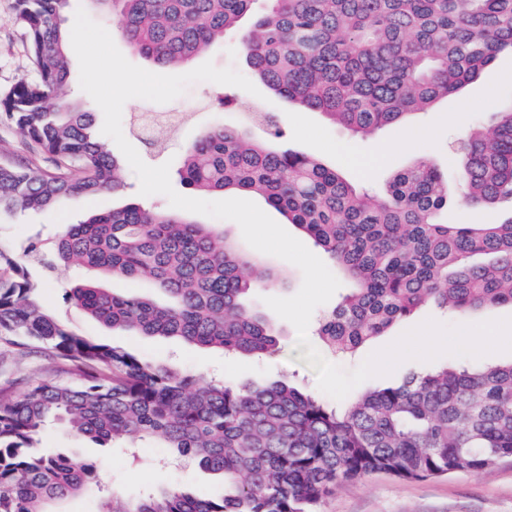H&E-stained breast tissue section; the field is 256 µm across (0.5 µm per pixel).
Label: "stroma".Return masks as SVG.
Instances as JSON below:
<instances>
[{"mask_svg":"<svg viewBox=\"0 0 512 512\" xmlns=\"http://www.w3.org/2000/svg\"><path fill=\"white\" fill-rule=\"evenodd\" d=\"M33 76L28 35L16 19V0H0V93L18 80ZM224 90L221 84L198 82L167 103L129 100L122 111L123 134L146 164L158 166L177 159L208 126L237 125L244 122L246 113L268 112L285 133L280 141L282 147L321 158L371 193L385 194L394 173L423 158L448 172L450 201L444 216L449 223L477 224L489 218L485 210L463 203L459 174L448 162L454 157L463 134L476 126L494 100L512 95L511 55L498 56L473 83L441 101L423 120L405 127L389 125L370 137L355 135L332 124L321 113L298 109L271 94L259 98L243 91L237 103L224 105L220 102ZM400 138L409 141V148L387 153V145ZM22 157L27 158L34 170L50 167L46 157L28 149L18 130L0 114V165L12 164ZM354 157L371 158L375 164L362 174L350 163ZM124 178L129 188L123 197L107 192L90 198L60 200L48 213L0 214V248L20 261L32 280L39 282L40 301L78 335L122 345L152 360L175 361L184 371L198 376L223 374L240 382L287 377L303 390L317 392L316 372L309 366L307 348L298 344L296 329L286 320L278 322L281 336L275 355L264 359L227 358L216 349L111 329L64 302V288L75 283L94 280L109 288L113 281L84 267L60 265L46 269L40 255L28 252L27 247L36 242L42 248H50L63 225L76 223L92 212L123 206L127 198L140 196V182L132 168H125ZM507 317H512V307L507 305L476 310L463 317L426 308L395 325L388 335L369 343L361 355L339 359L338 364L347 370L355 369L364 356L393 343L429 319L457 326ZM42 447L93 461L97 467V484L78 495L53 502V512H98L103 495L110 490L125 497L169 487L182 488L198 497L212 496L221 490L219 479L190 458L162 464L166 449L148 439L139 441V459L134 462L127 457L125 449L100 447L63 425L51 423L44 429ZM318 512H512V461L502 462L488 472L422 480L403 481L384 474L372 475L340 486L321 502Z\"/></svg>","mask_w":512,"mask_h":512,"instance_id":"stroma-1","label":"stroma"}]
</instances>
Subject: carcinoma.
Here are the masks:
<instances>
[{
	"mask_svg": "<svg viewBox=\"0 0 512 512\" xmlns=\"http://www.w3.org/2000/svg\"><path fill=\"white\" fill-rule=\"evenodd\" d=\"M68 2L17 0L36 76L1 95L0 110L54 169L0 167V212L127 188L92 113L65 99ZM87 2L120 7L124 39L159 67L234 37L272 94L361 136L409 122L512 54V0H268L261 13L258 0ZM282 137L208 128L181 155L178 175L202 194L263 197L349 279L317 322L321 352L352 357L429 304L458 315L512 306V101L495 106L449 161L466 203L506 206L503 221H441L448 181L424 160L398 171L378 198L317 157L279 148ZM59 262L150 281L166 295L157 302L90 282L66 290L72 308L108 327L235 357L277 352L278 330L252 302L274 274L209 224L131 201L66 225L48 267ZM38 291L0 248V340L21 354L34 347L51 365L0 386V512H50L95 482L93 463L37 451L50 418L101 445L151 438L224 479V493L209 499L178 488L142 499L112 493L100 512H317L347 481L485 472L512 459V362L447 365L334 406L288 380H207L76 335Z\"/></svg>",
	"mask_w": 512,
	"mask_h": 512,
	"instance_id": "cac0c4a2",
	"label": "carcinoma"
}]
</instances>
